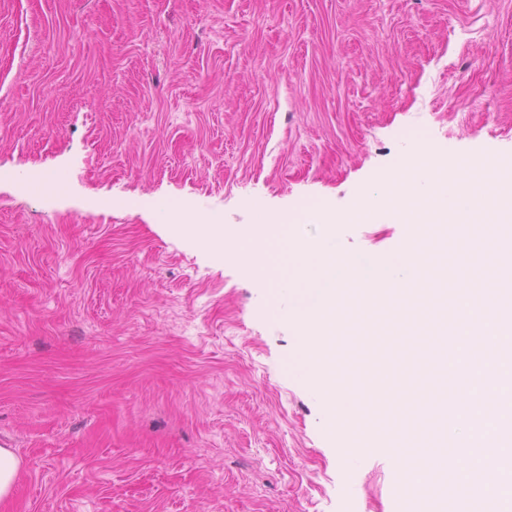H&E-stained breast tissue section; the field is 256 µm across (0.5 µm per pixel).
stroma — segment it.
<instances>
[{
  "instance_id": "35a3bbf8",
  "label": "stroma",
  "mask_w": 512,
  "mask_h": 512,
  "mask_svg": "<svg viewBox=\"0 0 512 512\" xmlns=\"http://www.w3.org/2000/svg\"><path fill=\"white\" fill-rule=\"evenodd\" d=\"M1 96L0 512H454L362 449L411 398L323 427L251 244L216 261L149 200L346 215L408 132L512 154V0H0ZM337 239L393 259L409 230ZM0 445L8 447H0V499H3L9 496L14 486L21 462L9 444L1 440Z\"/></svg>"
}]
</instances>
